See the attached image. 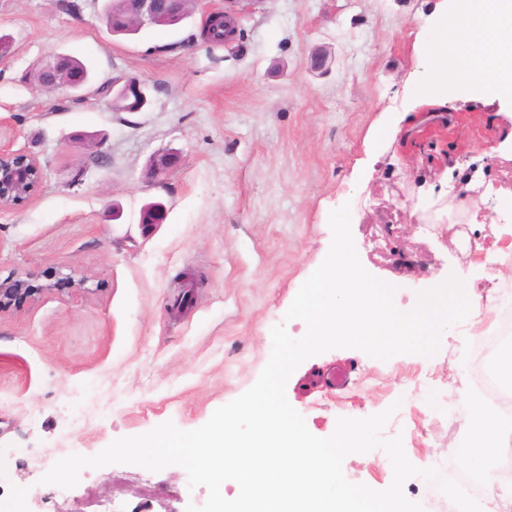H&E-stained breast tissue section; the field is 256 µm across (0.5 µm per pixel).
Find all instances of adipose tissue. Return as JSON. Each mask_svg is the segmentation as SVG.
Returning <instances> with one entry per match:
<instances>
[{
  "instance_id": "adipose-tissue-1",
  "label": "adipose tissue",
  "mask_w": 512,
  "mask_h": 512,
  "mask_svg": "<svg viewBox=\"0 0 512 512\" xmlns=\"http://www.w3.org/2000/svg\"><path fill=\"white\" fill-rule=\"evenodd\" d=\"M406 88L418 105L445 106L449 98L477 97L508 105L512 102V0H438L419 35V53ZM469 200L436 197L431 206L453 224H475L478 199L493 193L482 171L471 175ZM512 446V432L499 417L475 410L467 436L465 466L490 481L500 449Z\"/></svg>"
}]
</instances>
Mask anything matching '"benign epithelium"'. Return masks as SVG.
<instances>
[{"mask_svg":"<svg viewBox=\"0 0 512 512\" xmlns=\"http://www.w3.org/2000/svg\"><path fill=\"white\" fill-rule=\"evenodd\" d=\"M239 0H225L224 11L213 14L224 23L226 40H233L239 30ZM123 17L128 26L140 29L151 26L157 18L180 17L186 8V0H121ZM63 54H57L39 68L43 85L61 87L76 97L83 96L85 85L73 81L58 80L61 73ZM116 98L132 101L145 106L147 95L143 85L136 79H129L116 91ZM43 179V169L38 159L32 155L12 152L0 148V212L16 209L29 202L37 192ZM167 211L160 205L145 207L140 212L139 223L158 225L164 223ZM25 291L24 280L15 279L10 283H0V310L13 304L16 295Z\"/></svg>","mask_w":512,"mask_h":512,"instance_id":"7a95c632","label":"benign epithelium"}]
</instances>
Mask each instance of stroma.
<instances>
[{
    "mask_svg": "<svg viewBox=\"0 0 512 512\" xmlns=\"http://www.w3.org/2000/svg\"><path fill=\"white\" fill-rule=\"evenodd\" d=\"M435 0H240V36L198 33L224 0H196L180 28L116 35L99 0H0L12 56L0 62V143L35 155L43 183L0 212V283L27 291L0 310V500L15 512H186L206 487L172 465L86 468L70 489L42 484L60 459L93 456L165 422L183 430L257 381L271 331L325 259L329 216L349 206L360 262L412 311L433 283L483 295L430 357L388 360L336 348L305 360L286 396L309 431L338 418L392 416L409 461L446 472L465 452L475 407L477 338L512 284V160L496 150L512 118L478 103L414 106L402 88L413 34ZM64 53L92 66L84 101L43 90L38 66ZM133 78L149 103L116 111L97 85ZM392 126L386 141L371 130ZM175 151L157 177L149 163ZM483 170L496 193L483 213L509 224H422L411 211L440 189L465 191ZM360 184L350 194L352 184ZM167 210L144 228L141 208ZM344 369L348 380L332 376ZM346 478L381 491L382 449L348 455Z\"/></svg>",
    "mask_w": 512,
    "mask_h": 512,
    "instance_id": "stroma-1",
    "label": "stroma"
}]
</instances>
